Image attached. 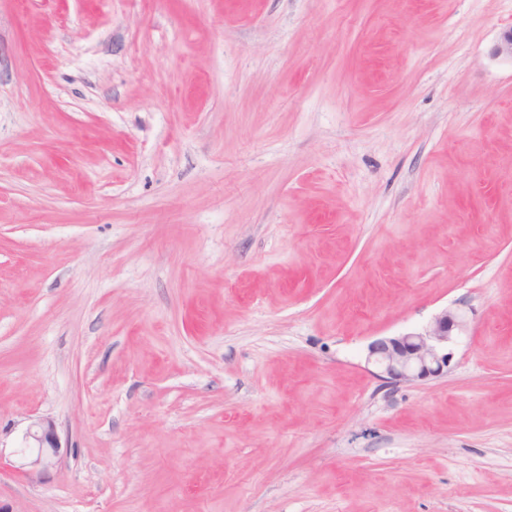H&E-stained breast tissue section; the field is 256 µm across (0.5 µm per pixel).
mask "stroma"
Returning <instances> with one entry per match:
<instances>
[{"instance_id": "obj_1", "label": "stroma", "mask_w": 512, "mask_h": 512, "mask_svg": "<svg viewBox=\"0 0 512 512\" xmlns=\"http://www.w3.org/2000/svg\"><path fill=\"white\" fill-rule=\"evenodd\" d=\"M510 27L0 0V512H512ZM445 309L447 375L372 376ZM27 446L31 448L26 463L31 469L46 471L61 459L62 446L56 424L48 418L37 419L25 436Z\"/></svg>"}]
</instances>
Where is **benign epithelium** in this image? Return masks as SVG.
<instances>
[{
    "label": "benign epithelium",
    "instance_id": "1",
    "mask_svg": "<svg viewBox=\"0 0 512 512\" xmlns=\"http://www.w3.org/2000/svg\"><path fill=\"white\" fill-rule=\"evenodd\" d=\"M490 55L512 61V27L501 32ZM461 329L458 317L443 310L418 332L373 340L367 346L365 362L374 368V375L387 384L442 376L448 373L453 358L448 346ZM25 442L31 448L27 462L30 468L46 471L60 461L62 443L53 420H36L25 436Z\"/></svg>",
    "mask_w": 512,
    "mask_h": 512
}]
</instances>
